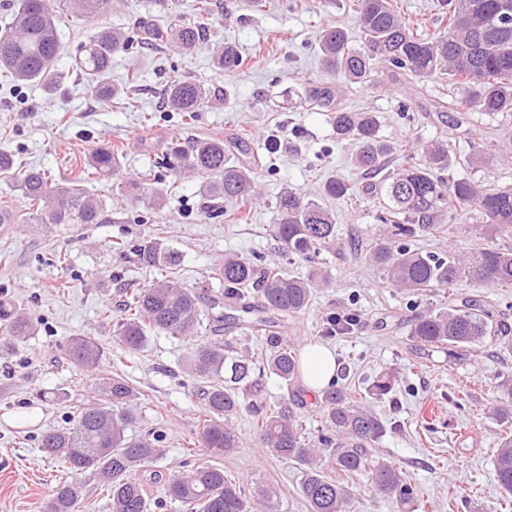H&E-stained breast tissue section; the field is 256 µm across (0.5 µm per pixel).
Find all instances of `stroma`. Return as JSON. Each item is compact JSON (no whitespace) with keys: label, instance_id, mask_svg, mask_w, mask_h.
<instances>
[{"label":"stroma","instance_id":"obj_1","mask_svg":"<svg viewBox=\"0 0 512 512\" xmlns=\"http://www.w3.org/2000/svg\"><path fill=\"white\" fill-rule=\"evenodd\" d=\"M212 12L196 9V0H112L103 22L135 34L149 18L166 24L177 19L203 22L208 44L184 52L153 45L132 57H112V81L124 83L128 71L140 73V84L127 96L103 99L86 92L75 69L82 44L96 21L70 15L57 21V69L67 76L64 88L48 96L42 87H15L0 72V150L15 154L24 167L50 171L56 181L77 175L84 158L99 144L120 147L122 168L117 179L85 181V188L105 198L111 211L107 224H28L25 202L16 188L0 182V210L14 222L0 229V296L16 303L35 333L10 355L0 357V512H43L62 472L60 461L43 456L38 439L49 429L72 426L80 405L95 398L96 375L74 365L66 355L71 338L90 336L104 348L99 374H122L140 396L129 435L150 430L164 436V457L157 467L164 476L183 474L205 461L223 468L247 490L270 483L280 492L278 512H308L300 495L301 471L296 463L277 460L261 444L247 415L235 427L241 447L231 455L206 452L191 457L185 450L206 410L189 389L198 378L188 375L190 340L150 336L136 351H126L113 334L122 314L121 288L127 282L150 285L156 270L142 265L137 245L161 240L181 255L174 274L201 297L220 293L214 268L225 257L282 260L270 229L273 206L285 188L308 199H320L324 182L333 176L360 183L350 164V142H337L328 108L310 105L304 92L331 85L349 110L372 112L379 133L397 147L416 138H442L454 165L448 176L484 185L512 184V162L495 155L494 146L512 118L492 122L472 119L469 129L438 117L432 105L453 102L457 90L446 81L426 82L409 90L402 77L383 71L364 84L328 76L317 52L321 28H344L352 47L361 33L350 0H211ZM234 45L243 64L216 68L212 46ZM189 79L222 93V100L204 106L190 121L165 108L164 89L173 80ZM239 135L256 148L260 198L245 218L236 204L219 203L207 211L200 179L183 178L164 163L168 146L207 135ZM487 155L484 164L468 166L474 150ZM166 198L162 209L150 203L152 190ZM336 217V241L316 264L284 262L287 272L304 277L320 273L327 287L315 289L309 308L286 333L303 344L330 348L339 366L337 378L354 399L365 394L368 378L394 370L397 382L373 410L387 424L379 440L382 455L398 460L416 487L413 512H512V495L492 479L494 453L512 425L495 419L493 378L512 373V354L484 344L466 360L449 358L438 349H411L408 329L415 314L445 301L435 289L408 296L391 288L368 260L377 238V198H337L327 202ZM483 216L468 207L450 237L420 235L414 248L462 252L487 245ZM357 309L360 319L347 333H324L329 315ZM269 400L288 390L299 395V420L308 440L324 431L320 397L302 383L287 387L279 378L265 379Z\"/></svg>","mask_w":512,"mask_h":512}]
</instances>
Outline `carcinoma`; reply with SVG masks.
Returning a JSON list of instances; mask_svg holds the SVG:
<instances>
[{
	"label": "carcinoma",
	"mask_w": 512,
	"mask_h": 512,
	"mask_svg": "<svg viewBox=\"0 0 512 512\" xmlns=\"http://www.w3.org/2000/svg\"><path fill=\"white\" fill-rule=\"evenodd\" d=\"M60 2L84 18L101 17L112 8V0ZM352 6L359 16L364 46L351 48L338 27L322 28L318 48L327 72H340L352 83L367 81L379 64L406 79L423 81L446 75L458 87L452 102L456 125H463L472 111L489 117L512 115V0H440V22L446 26L427 37L405 22L392 0H353ZM163 40L183 50L193 49L207 41L206 27L196 22L162 26L147 20L134 36L98 27L77 61L86 89L106 99L119 96L124 86L112 85V54L138 55ZM58 49L56 19L48 0H17L12 23L0 30V71L20 86L38 84L55 94L64 82L63 74L53 65ZM214 58L223 69L242 65L229 45L217 47ZM212 97L210 88L192 80H174L166 89L170 111L185 118L193 117ZM312 97L332 111L337 138L353 141V166L364 177L381 176L380 181L362 186L332 177L325 181L323 193L332 198L361 193L381 198L379 243L370 259L390 286L418 294L436 288L449 290L462 280L486 287L512 285V243L465 254L450 249L445 255L422 254L409 246L419 233L451 232L445 221L472 205L485 216L487 238L512 239V184L492 187L466 178H441L439 173L451 163L448 143L442 139L411 142L407 165L391 171L388 163L395 147L379 135L374 113L346 109L335 102L330 86L315 88ZM418 153L423 156L420 164L414 161ZM165 159L178 173L205 178L201 190L210 198L238 200L243 205L254 199L260 158L255 156L248 164L232 160L224 139L217 135L187 146L172 143ZM87 164L90 174L110 180L120 166L118 150L102 144L92 151ZM1 179L13 182L26 199L28 224L107 223L106 202L83 188L79 178L60 183L46 170L21 167L13 154L0 152ZM274 208L277 223L271 231L283 257L312 263L335 241V216L322 204L284 190L276 196ZM135 252L142 263L161 272V277L146 288L123 289V315L114 329L119 342L132 351L151 335L182 339L197 335L205 316L201 297L168 274L179 265V252L159 241L139 245ZM215 274L224 293L210 300L209 309L226 304L240 312L239 321L263 328L269 353L257 360L234 354L229 342L195 345L188 359L191 372L204 379L224 376L202 393L209 416L199 432L200 446L226 455L241 447L232 419L245 411L271 455L301 466L300 492L309 512H355L353 492L326 475L328 464L349 476L368 474L376 496L394 499L403 507L409 505L414 488L400 464L376 458L370 451L385 434L383 422L369 405L352 399L345 386L333 382L322 391L326 429L314 442L306 440L299 427L296 399L288 396L270 402L264 394L265 375L273 374L290 385L300 374L294 343L281 336L277 327L306 310L313 289L324 285L319 275L296 277L279 264L237 256L224 258ZM252 293L260 297L263 311L273 316L250 319L255 310L248 302ZM358 318L355 312L335 315L327 320L326 331H347ZM32 333L27 316L1 298L0 335L23 341ZM409 336L419 348L445 345L454 358L463 357L465 351L488 338L499 350L512 352V325L503 319L500 304L479 295L448 294L447 307L416 316ZM67 354L75 365L93 372L99 368L104 350L95 339L80 336L71 340ZM394 382V373L382 372L366 392L381 399L392 391ZM96 392L98 399L80 410L73 426L40 436L41 451L69 470L45 502L44 512H78L80 476L87 472L107 487L112 512H150L145 480L156 479L154 465L163 457L158 446L162 435L126 436L138 393L123 377L100 379ZM494 392L493 415L512 422V374H497ZM492 475L512 494V435L501 438ZM164 491L188 512H278L274 488L262 486L248 494L240 483L224 477L223 469L209 464L165 479Z\"/></svg>",
	"instance_id": "carcinoma-1"
}]
</instances>
